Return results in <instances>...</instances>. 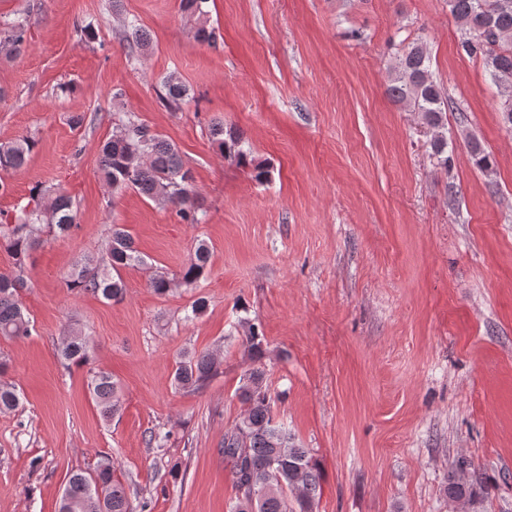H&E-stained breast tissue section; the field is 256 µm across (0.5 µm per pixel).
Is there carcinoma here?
Listing matches in <instances>:
<instances>
[{
    "label": "carcinoma",
    "instance_id": "cac0c4a2",
    "mask_svg": "<svg viewBox=\"0 0 512 512\" xmlns=\"http://www.w3.org/2000/svg\"><path fill=\"white\" fill-rule=\"evenodd\" d=\"M452 16L464 31L463 47L480 54L499 88L502 118L512 128V0H448ZM27 39V22L16 17L0 30V56H17ZM397 74L388 87L389 95L404 102L418 113L423 124L432 131L431 148L437 165L448 168V140L442 132L446 126V99L431 72L430 57L418 42L412 43L398 58ZM163 99L177 106L187 97L186 87L170 73L163 78ZM220 150L239 164H251L240 148V134L219 125L212 128ZM35 141L22 137L0 144V169L19 170L27 163ZM471 156L483 170L491 169V160L480 142H468ZM101 178L112 191L127 188L162 203L179 206L183 220L200 221L195 204L193 175L185 168L176 147L147 126L132 119L100 149ZM31 202L14 214L0 212V246L16 257L18 271L0 273V336L26 337L33 325L19 300L24 285L23 268L37 235L47 228L60 234L74 227L76 212L69 195L58 190L51 202L42 203L38 189H33ZM106 264L94 266L78 262L67 275L66 285L91 293L108 302L123 301L126 286L120 276L125 268L144 264L127 231L114 224L106 242ZM209 247L203 241L195 247L190 262L179 272L158 273L148 286L165 295L177 284L191 285L205 273ZM244 340L253 355H260L265 336L254 323L241 322ZM59 356L65 364H90V340L80 329H72L63 338ZM220 362L210 352L194 353L177 361L174 379L181 388H198L218 373ZM88 388L107 417L120 407L117 383L112 374L93 367L88 370ZM237 395L245 412L224 433V458L230 464L232 483L237 498L231 512H313L319 494L320 472L309 451L297 447L288 428L276 420L274 398L265 384V371L260 366L248 368ZM20 397L11 385L0 384V412L18 407ZM448 503L452 512H483V499L474 484L454 472L448 476ZM58 512H132L123 484L115 477L112 462L104 461L91 474L72 473L59 502Z\"/></svg>",
    "mask_w": 512,
    "mask_h": 512
}]
</instances>
